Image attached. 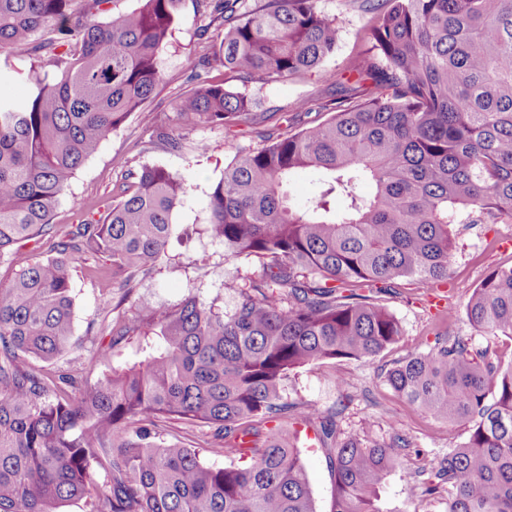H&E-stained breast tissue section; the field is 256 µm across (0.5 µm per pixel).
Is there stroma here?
Masks as SVG:
<instances>
[{"label": "stroma", "instance_id": "obj_1", "mask_svg": "<svg viewBox=\"0 0 512 512\" xmlns=\"http://www.w3.org/2000/svg\"><path fill=\"white\" fill-rule=\"evenodd\" d=\"M320 6L340 20L338 50L322 66L323 72L330 73L359 50L358 33L363 20L359 13L349 9L346 0H321ZM198 26L192 7H185L159 56L164 82L148 111L132 115L77 171L68 193L58 205L54 222L64 230L79 209L93 205L106 210L112 203V188L123 173L122 161H130L136 168L163 165L188 175L193 187L175 215L169 257L151 275L135 278L134 293L161 307L193 296L228 311L235 303L237 288L248 278L259 276L262 267L253 258L225 255L223 243L204 230L207 205L233 146H252L256 140L248 134L230 136L218 127H185L175 112L174 99L183 83L185 62L198 50ZM320 84L319 77L312 75L264 85L260 93L261 109L280 113L281 129H289L296 102L312 97ZM161 124L186 129L190 139L206 146V154L194 158L174 156L158 148L141 151L140 143L149 140L154 127ZM451 230L456 247L448 280L436 286L404 280L382 297L400 322L402 336L398 343L367 361L337 359L297 369L285 383V393L290 398L331 407L339 401L337 380H351L353 400L343 415L344 431L366 440L387 441L399 435L409 441L405 464L390 477L381 496L383 512H446L447 495L428 496L417 492L421 480L416 472L436 465L450 448L460 445L468 436L466 427L433 421L398 397L385 382L386 371L399 358L428 352L437 338L480 337L478 328L461 315L449 319L448 311L453 308L461 312L472 288L495 269L512 265V226L455 224ZM103 271L101 262L88 255L73 265L74 333L82 349L64 356L56 364L60 370H81L92 381L111 375L113 368L133 365L142 358L134 342L120 345L112 360L96 358L98 346L110 341V327L118 313L114 302L106 300L97 285V277ZM157 435L165 443L199 450L207 463L216 466L224 463V453L212 445L206 426L171 420L158 427ZM302 458L317 512H331L334 485L324 450L303 445Z\"/></svg>", "mask_w": 512, "mask_h": 512}]
</instances>
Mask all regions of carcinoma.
I'll return each instance as SVG.
<instances>
[{
	"instance_id": "carcinoma-1",
	"label": "carcinoma",
	"mask_w": 512,
	"mask_h": 512,
	"mask_svg": "<svg viewBox=\"0 0 512 512\" xmlns=\"http://www.w3.org/2000/svg\"><path fill=\"white\" fill-rule=\"evenodd\" d=\"M118 2L0 0V75L30 61L28 97L0 96V257L56 238L53 255L0 283V512L80 500L88 512H316L300 426L328 454L332 512H381L406 441L347 434L344 402L291 400L285 382L396 344L400 322L379 295L400 279L447 280L450 225L512 223V0H349L365 49L295 108L327 119L286 132L277 113L258 111L260 90L320 69L336 53L338 17L319 0H191L201 46L175 112L233 136L271 124L261 146L235 151L209 196L210 235L262 266L229 311L133 296V278L167 258L175 209L192 190L183 174L128 168L105 214L82 211L65 235L55 230L76 171L162 84L159 54L186 0ZM149 144L196 149L164 125ZM301 171L319 182L304 209L288 197ZM84 251L112 261L99 286L128 305L97 357L131 341L144 352L94 382L41 367L79 348L71 263ZM464 316L486 345L448 336L394 361L385 379L432 419L468 428L424 492L448 484V512H512V361L491 349L512 340V266L472 289ZM169 420L214 428L227 463L156 440Z\"/></svg>"
}]
</instances>
